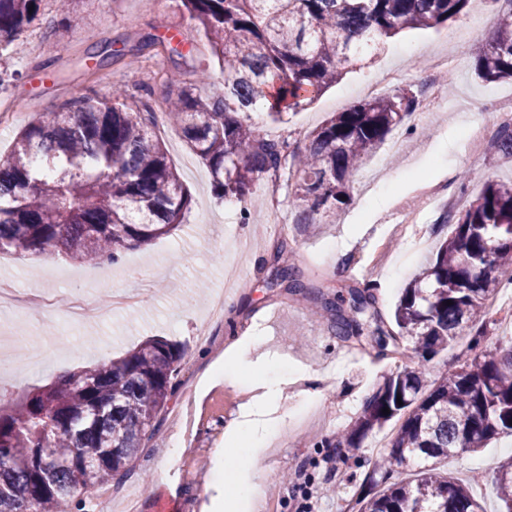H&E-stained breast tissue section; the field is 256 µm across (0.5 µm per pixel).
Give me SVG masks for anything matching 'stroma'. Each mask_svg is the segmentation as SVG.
Segmentation results:
<instances>
[{
	"label": "stroma",
	"instance_id": "stroma-1",
	"mask_svg": "<svg viewBox=\"0 0 512 512\" xmlns=\"http://www.w3.org/2000/svg\"><path fill=\"white\" fill-rule=\"evenodd\" d=\"M62 0H43L37 24L23 35L26 52L0 57V68L23 73L16 89L0 92V113L16 118L0 133V153L11 148L16 133L33 116L55 110L63 101L92 91L111 97L113 88L126 89L147 102L153 112L163 110L170 87L165 73L187 75L205 69L212 76L210 92H220L221 66L204 46V39L183 11L181 0H83L80 26L47 39V28L59 26ZM496 11L487 0H471L465 15L430 29H407L384 41L372 60L357 63L335 86L290 115L274 121L266 109L252 112L253 122L268 133L305 146L306 134L331 113L342 112L362 100L360 87L392 69L399 79L394 88L423 97L428 77L427 59L447 49L449 32L462 36L460 61L447 73L448 105L433 112L417 107L408 123L407 151L388 154L379 148L355 178L351 200L337 224H299L289 197L288 177L280 175L275 193L277 215H269L262 191L249 205L216 198L209 168L185 145L181 132L166 124L156 127L170 161L180 172L192 202L180 228L148 244L125 250L111 274L98 275L96 266L61 257L0 254V280L29 290L45 288L59 295L55 311H36L15 321L0 316V350L43 353L44 362L28 372L18 386L0 370V406L9 407L34 388L107 359L124 355L149 337L178 343L184 350L179 364V385L157 420V431L137 452L134 470L119 485L106 486V498L91 496L88 512H124L129 493H137L136 512H156L167 501L169 512H232V491L220 483L226 465L238 457L226 442L224 428L240 413L263 384L287 377L281 405L288 420L266 451L252 463L254 474L278 512H295V493L289 482L295 472L312 474L316 494L313 512H345L363 482L367 458L374 455L378 437L390 436L392 426L369 435L359 451L323 448L322 438L342 435L362 410L365 398L385 374L403 368V361L378 362L361 352L342 347L325 326L309 314L305 301L269 287V271H258L260 259H272L277 247L304 258L303 268L315 285H348L374 280L380 285L383 310H391L401 288L426 264L448 235L438 221L439 211H421L418 193L423 186L442 184L449 194L467 190L476 194L489 180H512V159L495 148L480 154L465 148L467 130L480 121L491 133L499 126L486 104L512 101V81L488 83L474 71L472 53L488 41ZM175 37L195 44L192 54L178 57L149 48L142 65L101 68L88 76L76 65L87 50L104 44L134 46L140 36ZM415 207L417 222L410 236H402L389 218L394 207ZM249 221H242V209ZM225 289L231 303L224 320L211 322L207 307L211 295ZM83 290L101 310L90 322L71 321L65 299ZM142 290L140 302L126 310H111L117 290ZM208 329L209 344H200L198 332ZM259 336L263 342L249 352L236 380L217 376V356L231 334ZM181 411L187 422L183 446L170 450L169 414ZM512 456V436L501 435L476 453H460L441 461V470L472 480V490L486 512H499L491 474L498 463Z\"/></svg>",
	"mask_w": 512,
	"mask_h": 512
}]
</instances>
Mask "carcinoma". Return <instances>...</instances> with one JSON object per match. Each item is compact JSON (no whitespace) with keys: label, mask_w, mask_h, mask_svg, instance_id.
Here are the masks:
<instances>
[{"label":"carcinoma","mask_w":512,"mask_h":512,"mask_svg":"<svg viewBox=\"0 0 512 512\" xmlns=\"http://www.w3.org/2000/svg\"><path fill=\"white\" fill-rule=\"evenodd\" d=\"M213 57L224 90L209 95L203 69L194 81L171 74L165 115L209 167L216 194L247 202L253 187L292 159L298 224L336 223L364 160L418 105L409 91L374 96L336 112L300 150L268 139L249 112L266 104L283 120L342 79L363 53L405 28L427 29L464 15L469 0H181ZM42 0H0V56L39 19ZM498 11L493 36L475 52L485 82L512 80V0ZM164 44L148 35L137 52L105 45L86 55L99 69ZM151 107L125 90L85 94L32 118L0 155V253L64 255L80 263L117 262L123 250L168 235L183 223L191 198L154 132ZM448 239L403 289L391 316L379 288L358 282L330 299L277 250L271 285L310 304L344 347L376 350L379 360L411 348L414 366L386 375L346 433L323 448H362L396 420L390 447L373 463L358 512H484L468 484L437 462L512 436V344L483 346L486 305L512 271V181H488L464 207L443 214ZM452 304H446V301ZM471 336L458 369L426 379L425 363ZM181 348L149 339L124 357L85 367L0 409V512H86L85 494L123 479L141 441L153 436L173 395ZM389 408L385 415L382 409ZM415 469L411 481L396 469ZM512 512V460L492 476Z\"/></svg>","instance_id":"obj_1"}]
</instances>
